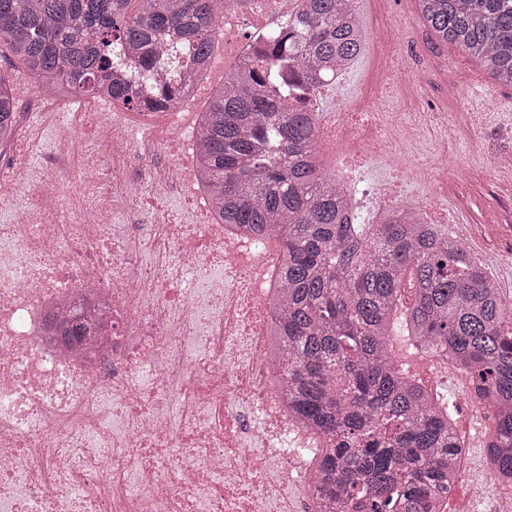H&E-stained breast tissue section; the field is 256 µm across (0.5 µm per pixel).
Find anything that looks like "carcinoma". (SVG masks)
I'll return each mask as SVG.
<instances>
[{
    "label": "carcinoma",
    "instance_id": "1",
    "mask_svg": "<svg viewBox=\"0 0 512 512\" xmlns=\"http://www.w3.org/2000/svg\"><path fill=\"white\" fill-rule=\"evenodd\" d=\"M0 0L7 51L38 89L120 98L131 112L193 95L218 47L224 0ZM355 0H301L264 51L225 73L195 128L197 177L217 223L273 239L277 288L268 328L288 412L322 433L313 485L321 512H431L457 478L453 404L437 402L388 349L406 272L407 336L470 375L494 410L486 455L512 482V300L448 232L406 208L363 224L336 172L317 162L315 88L364 48ZM437 40L512 87V0H416ZM18 101L0 74V143Z\"/></svg>",
    "mask_w": 512,
    "mask_h": 512
}]
</instances>
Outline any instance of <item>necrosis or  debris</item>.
Segmentation results:
<instances>
[{
    "mask_svg": "<svg viewBox=\"0 0 512 512\" xmlns=\"http://www.w3.org/2000/svg\"><path fill=\"white\" fill-rule=\"evenodd\" d=\"M297 0H233L225 63L252 54ZM378 66L364 95L320 112L337 152L421 186L405 203L425 224L448 166L411 151L416 113L387 88L457 87L459 70L409 60V26L371 29ZM189 100L165 124L130 130L123 105L84 100L45 177L20 182L22 219L0 224V512H314L322 434L285 409L268 365L272 259L223 225L183 224L146 200L159 182L194 206ZM137 165L138 181L124 175ZM85 336L64 337L75 322Z\"/></svg>",
    "mask_w": 512,
    "mask_h": 512,
    "instance_id": "necrosis-or-debris-1",
    "label": "necrosis or debris"
}]
</instances>
